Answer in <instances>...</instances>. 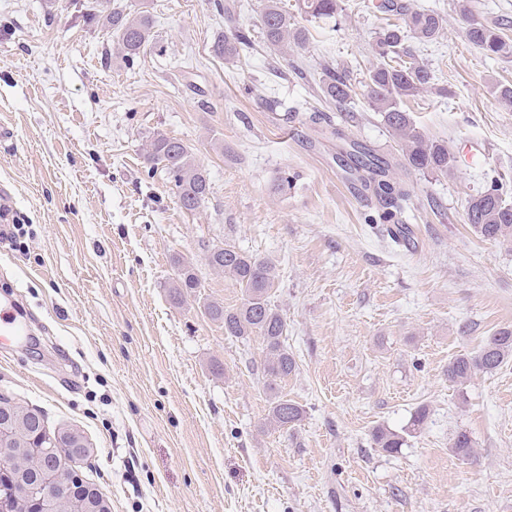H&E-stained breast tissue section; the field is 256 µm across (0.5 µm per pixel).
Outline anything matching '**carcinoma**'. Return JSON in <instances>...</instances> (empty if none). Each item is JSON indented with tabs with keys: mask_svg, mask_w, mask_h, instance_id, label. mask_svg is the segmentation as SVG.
<instances>
[{
	"mask_svg": "<svg viewBox=\"0 0 512 512\" xmlns=\"http://www.w3.org/2000/svg\"><path fill=\"white\" fill-rule=\"evenodd\" d=\"M458 7L461 17L468 21L466 36L471 43L489 57L512 55V43L505 39L500 27L471 20L468 0H459ZM300 9L313 18H333L342 12V4L341 0H302ZM377 9L384 14L406 16L410 35H405L403 28L395 24H389L379 32L376 53L380 63L370 70L367 82L373 109L382 113L386 125L399 138L405 161L410 167L423 173L446 174L453 163L448 146L418 131L405 109L406 102L434 85L432 71L418 61L408 40L413 38L426 42L436 38L443 30L444 20L434 12L411 11L399 0H380ZM85 19L92 23L101 22L128 60L139 57L150 43L153 20L145 11L134 16L122 11L105 14L94 6L87 10ZM261 22L267 47L283 56L288 55L289 45L303 47L307 42L306 31L290 22L288 12L279 6V0H268ZM251 43L250 33L238 30L230 35L217 34L212 48L219 57H232ZM321 90L325 99L338 106L351 99L353 93L348 75L331 68L324 70ZM146 158L151 165L166 171L182 209L195 212L208 200L211 189L208 172L196 163L192 149L182 140L159 134L150 140ZM358 166L370 174L369 181L386 204L394 206L406 197L400 186L380 178L382 170L375 156L361 152ZM467 220L481 236L512 247V202L507 200L499 184H492L470 199ZM207 261L213 269L231 276L244 291L240 306L226 309L210 304L207 314L211 319L224 323V333L228 336L255 335L262 338L264 372L269 379L275 381L290 375L296 362L285 345L286 323L268 300L273 278L271 264L231 246L212 247L207 253ZM511 357L512 328L504 327L489 337L476 355H461L450 362L448 380L464 383L475 372H492ZM302 417L303 409L293 401L278 397L273 402L271 420L275 424L294 425ZM10 428L34 447H48L39 436L36 421L16 418ZM58 432L63 434L58 440V449L44 458L48 467L55 465L61 450L72 446V441L65 434L73 433L84 438L77 428H60ZM373 438L375 444L388 453H394L404 445L403 436L384 428L377 429ZM453 448L457 456L468 458L473 453V441L467 433L460 432L454 438Z\"/></svg>",
	"mask_w": 512,
	"mask_h": 512,
	"instance_id": "carcinoma-1",
	"label": "carcinoma"
}]
</instances>
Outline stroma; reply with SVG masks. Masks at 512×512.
I'll list each match as a JSON object with an SVG mask.
<instances>
[{"label":"stroma","instance_id":"obj_1","mask_svg":"<svg viewBox=\"0 0 512 512\" xmlns=\"http://www.w3.org/2000/svg\"><path fill=\"white\" fill-rule=\"evenodd\" d=\"M147 9L153 41L122 57L81 0H0V307L29 337L0 346V393L83 431L81 463L112 512H512V360L450 382L448 364L512 327V249L466 219L471 195L503 185L512 201V56L465 36L457 0H404L444 29L414 43L437 91L407 110L455 157L450 174L409 168L367 98L383 24L376 0L339 18L301 14L304 48L262 45L264 0H99ZM242 27L255 49L215 56ZM346 73L347 110L318 89ZM190 145L208 202L180 208L150 139ZM373 150L409 196L383 213L354 169ZM289 186H282V179ZM230 245L272 262L268 296L296 361L269 385L260 337H235L208 304L239 285L206 250ZM199 286L173 298L182 266ZM296 402L291 427L270 420ZM424 425L412 429L418 410ZM406 443L390 454L373 433ZM473 454L458 457L457 432ZM272 405L271 420L278 426L294 425L303 417V409L291 400L278 397Z\"/></svg>","mask_w":512,"mask_h":512}]
</instances>
